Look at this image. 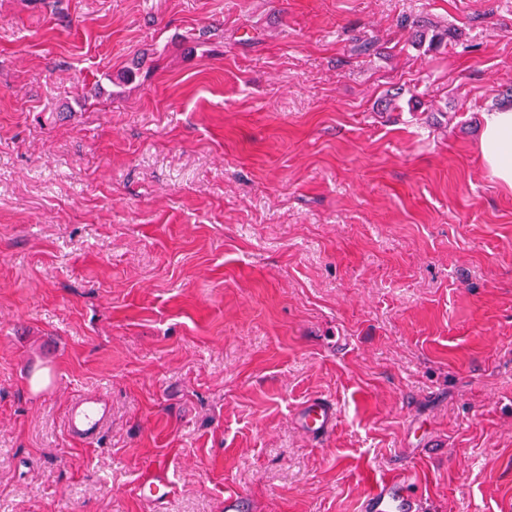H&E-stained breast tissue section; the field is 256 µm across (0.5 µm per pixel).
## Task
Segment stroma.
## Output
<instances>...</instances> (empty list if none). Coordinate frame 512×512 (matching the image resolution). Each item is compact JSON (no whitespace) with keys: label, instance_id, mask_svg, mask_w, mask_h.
Segmentation results:
<instances>
[{"label":"stroma","instance_id":"stroma-1","mask_svg":"<svg viewBox=\"0 0 512 512\" xmlns=\"http://www.w3.org/2000/svg\"><path fill=\"white\" fill-rule=\"evenodd\" d=\"M511 89L512 0H0V512H512ZM478 146L486 168L502 186L512 189V108L486 116ZM111 416V407L100 393L83 394L70 404L66 418V433L83 443L95 441ZM336 406L323 397L307 399L296 411V418L304 429L313 435H327L336 423ZM172 488L164 468H157L142 478L137 485L138 496L153 506L155 512H161L162 506ZM415 472L403 468L369 486L363 495L361 512H420V501L405 493Z\"/></svg>","mask_w":512,"mask_h":512}]
</instances>
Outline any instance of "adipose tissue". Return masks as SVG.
<instances>
[{"mask_svg": "<svg viewBox=\"0 0 512 512\" xmlns=\"http://www.w3.org/2000/svg\"><path fill=\"white\" fill-rule=\"evenodd\" d=\"M479 151L484 165L496 180L512 189V108L486 116Z\"/></svg>", "mask_w": 512, "mask_h": 512, "instance_id": "1", "label": "adipose tissue"}]
</instances>
